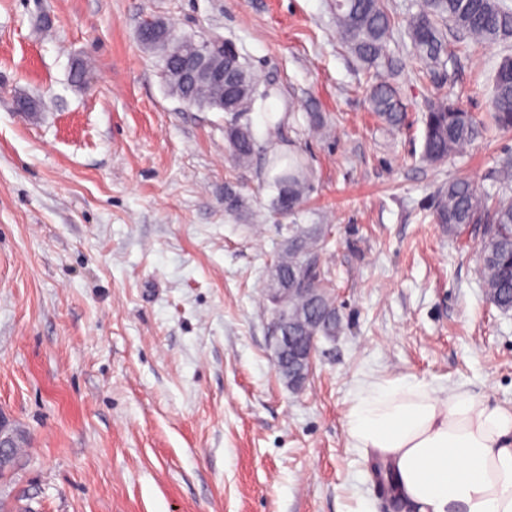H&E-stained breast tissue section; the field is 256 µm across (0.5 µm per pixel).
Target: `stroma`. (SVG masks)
<instances>
[{
	"mask_svg": "<svg viewBox=\"0 0 512 512\" xmlns=\"http://www.w3.org/2000/svg\"><path fill=\"white\" fill-rule=\"evenodd\" d=\"M334 3L0 0V413L23 439L0 512H392L376 455L347 433L357 382L414 377L512 407V312L479 281L484 227L453 237L432 220L449 180L491 189L512 133L420 159L428 100L441 88L488 112L512 39L449 37L439 87L404 27L420 0H387L392 130ZM150 21L223 37L278 89L280 147L314 174L294 213L264 185L267 112L245 115L260 152L237 162L226 114L170 92L139 40ZM291 224L330 227L344 322L298 392L259 304ZM372 112L389 127L399 129L404 120L403 106L394 88L385 80L373 83L369 90Z\"/></svg>",
	"mask_w": 512,
	"mask_h": 512,
	"instance_id": "1",
	"label": "stroma"
}]
</instances>
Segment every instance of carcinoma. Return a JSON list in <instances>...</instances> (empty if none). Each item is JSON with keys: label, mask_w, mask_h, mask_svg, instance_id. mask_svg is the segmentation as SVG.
I'll list each match as a JSON object with an SVG mask.
<instances>
[{"label": "carcinoma", "mask_w": 512, "mask_h": 512, "mask_svg": "<svg viewBox=\"0 0 512 512\" xmlns=\"http://www.w3.org/2000/svg\"><path fill=\"white\" fill-rule=\"evenodd\" d=\"M336 27L340 39L367 69L378 74L394 69L393 57L386 53L395 19L385 0H336ZM450 25L457 32L481 43L496 44L512 39V7L505 0H421L419 10L407 21V32L413 54L428 69L438 84L446 80L447 41L443 28ZM151 45L160 52L165 79H170L168 65L184 54L185 39L170 34L156 37ZM224 69L240 75L224 89V112L230 116L224 126L225 137L236 159L249 161L257 139L242 116L253 110L256 100L266 101L274 86L258 91L255 78L244 68L236 50L224 54ZM188 104L211 106L213 89L204 83L177 91ZM371 110L389 127H401L403 106L394 88L385 80L370 86ZM490 122L467 111L459 102L444 96L431 99L424 113L422 158L441 163L458 154L494 128L512 132V56L498 64L492 80ZM274 175L267 181L275 191L272 205L293 209L309 191L311 177L305 160L299 154L275 152L268 159ZM497 191L482 192L470 181L454 179L443 187L433 212L436 224L448 225V233L460 235L470 224L488 226L479 253L478 275L487 300L503 313L512 311V157L503 158L496 174ZM329 242V234L321 224L303 227L288 225L286 238L276 253L270 283L305 281L315 293H288V330L294 336H336L342 319L330 279L323 266L316 265ZM373 476L388 493H393L390 466L378 463Z\"/></svg>", "instance_id": "1"}]
</instances>
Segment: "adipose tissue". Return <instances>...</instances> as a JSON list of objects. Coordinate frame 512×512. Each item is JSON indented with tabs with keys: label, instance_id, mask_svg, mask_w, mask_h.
Here are the masks:
<instances>
[{
	"label": "adipose tissue",
	"instance_id": "obj_1",
	"mask_svg": "<svg viewBox=\"0 0 512 512\" xmlns=\"http://www.w3.org/2000/svg\"><path fill=\"white\" fill-rule=\"evenodd\" d=\"M355 447L391 467L402 512H512V410L414 378L352 391Z\"/></svg>",
	"mask_w": 512,
	"mask_h": 512
}]
</instances>
